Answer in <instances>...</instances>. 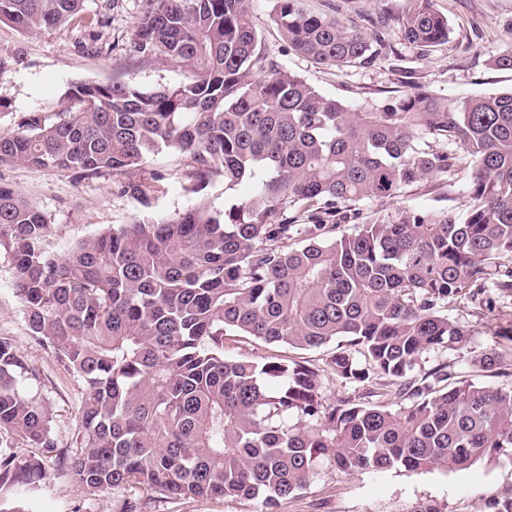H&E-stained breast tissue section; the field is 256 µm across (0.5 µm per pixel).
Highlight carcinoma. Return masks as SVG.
<instances>
[{"label": "carcinoma", "instance_id": "obj_1", "mask_svg": "<svg viewBox=\"0 0 512 512\" xmlns=\"http://www.w3.org/2000/svg\"><path fill=\"white\" fill-rule=\"evenodd\" d=\"M84 0H0V23L22 33L79 20L97 55L110 47ZM288 51L330 67L370 65L392 50L300 0H272ZM251 0H139L131 41L147 63L191 78L142 88L70 84L57 105L0 132V166L20 163L75 179L122 175V191L150 206L137 174L173 149L191 190L216 175L252 193L222 211L207 201L145 213L77 242L57 258L51 224L0 186V248L30 336L84 382L80 450L69 468L91 495L120 490L167 499L260 498L265 512L305 489L327 465L345 474L405 468L460 470L512 460V348L478 349L448 315L481 298L512 342V92L455 102L411 85L389 103L352 108L319 93L265 52ZM403 45L426 54L448 43L433 0H406ZM432 180L467 187L465 209L374 214L348 233L346 208L399 196ZM227 336L319 349L346 347L324 365L280 354L259 363L224 357ZM438 350L458 353L415 371ZM372 387L384 378L399 408L330 398L323 378ZM0 333V431L51 454L48 414L21 390L39 380ZM31 457L0 453V486H36ZM482 512H512V485Z\"/></svg>", "mask_w": 512, "mask_h": 512}]
</instances>
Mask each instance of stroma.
I'll use <instances>...</instances> for the list:
<instances>
[{"label": "stroma", "mask_w": 512, "mask_h": 512, "mask_svg": "<svg viewBox=\"0 0 512 512\" xmlns=\"http://www.w3.org/2000/svg\"><path fill=\"white\" fill-rule=\"evenodd\" d=\"M310 12L337 17L342 22L373 32L385 21L392 45L401 42L398 19L405 0H301ZM447 16L451 34L446 45L419 56L404 49L401 56L387 54L367 66L328 68L289 53L271 19V0H253L252 21L266 52L278 56L289 71L320 93L352 107L380 106L402 93L403 78L433 94L454 101L460 98L512 91V71L489 67L490 57L512 45V0H434ZM136 0H123L115 10L104 37L113 44L111 53L91 54L89 29L69 22L50 30L22 35L0 24V51L21 50L23 60L0 77V99L10 105L0 117V130L12 128L16 116L43 110L58 102L69 83L83 80H120L150 88L185 80V72L160 64H146L130 51V36L137 22ZM186 160L176 151L154 157L140 172L150 180L153 171L164 178L154 193L151 210L168 215L205 198L215 209L244 200L251 184L225 190L223 176H215L202 193L189 189L184 176ZM117 175L75 180L71 175L28 165L0 167V185L29 198L50 220L49 252L61 256L78 241L115 224H127L142 212L141 204L120 191ZM464 183L448 187L421 182L406 187L393 199H365L354 209L361 216L375 213L393 216L405 209L463 208ZM452 318L472 330L474 344L482 349L496 345L501 322L478 302L454 309ZM0 331L13 336L28 362L41 373L30 391L48 412L55 455H42L15 436L0 434V451L41 457L46 479L31 490L0 489V500L22 501L29 512H123V494L91 496L73 481L66 463L78 445L79 410L83 400L80 380L63 372L42 345L30 336L23 307L13 289V270L6 251L0 250ZM512 485V462L481 460L461 471H363L351 476L332 469L320 471L306 489L282 499L279 512H420L431 504L438 512H480L489 490ZM140 512H264L261 499L211 498L171 500L146 496Z\"/></svg>", "instance_id": "stroma-1"}]
</instances>
